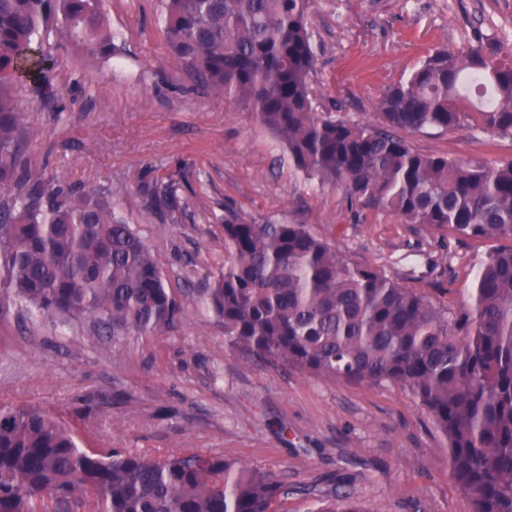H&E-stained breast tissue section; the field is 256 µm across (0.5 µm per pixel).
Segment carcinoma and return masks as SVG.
Returning a JSON list of instances; mask_svg holds the SVG:
<instances>
[{"label": "carcinoma", "instance_id": "cac0c4a2", "mask_svg": "<svg viewBox=\"0 0 512 512\" xmlns=\"http://www.w3.org/2000/svg\"><path fill=\"white\" fill-rule=\"evenodd\" d=\"M311 0H163L175 67L255 115L295 167L408 224L512 238V160L487 165L413 150L407 135L468 127L512 139V48L485 36L436 48L375 104V122L318 111ZM105 0H0V318L25 303L98 336L169 329L182 309L112 188L28 170L19 93L55 96L50 49L112 62ZM179 186H140L175 210ZM224 336L250 361L409 389L448 447L474 512H512V247L488 253L471 304L452 310L338 254L304 224L224 214V268L205 289ZM272 473L194 451L153 459L83 449L64 421L0 405V512H276ZM317 512H367L336 493Z\"/></svg>", "mask_w": 512, "mask_h": 512}]
</instances>
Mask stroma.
<instances>
[{
    "instance_id": "stroma-1",
    "label": "stroma",
    "mask_w": 512,
    "mask_h": 512,
    "mask_svg": "<svg viewBox=\"0 0 512 512\" xmlns=\"http://www.w3.org/2000/svg\"><path fill=\"white\" fill-rule=\"evenodd\" d=\"M122 34L112 68L61 48L57 95L21 93L32 172L111 187L119 210L178 296L174 328L120 342L15 305L0 320V403L33 405L86 448L153 457L197 450L274 473L292 493L278 512H313L342 488L366 512H473L448 471L445 439L401 386L309 375L247 362L205 304L224 264V214L307 225L341 255L458 309L487 254L508 239L462 238L353 205L340 187L307 178L282 143L223 95L197 89L170 61L161 0H106ZM313 87L365 122L382 90L432 49L494 35L512 45V0H313ZM423 154L496 163L512 140L467 129L409 136ZM180 186L174 212L145 208L141 176Z\"/></svg>"
}]
</instances>
